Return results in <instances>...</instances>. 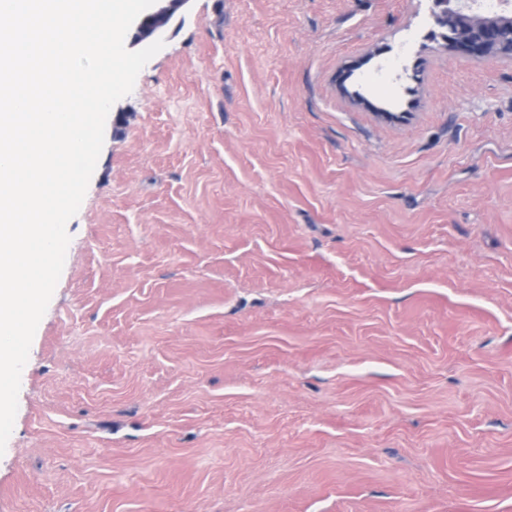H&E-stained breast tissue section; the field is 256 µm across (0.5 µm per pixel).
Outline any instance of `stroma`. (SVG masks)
<instances>
[{"mask_svg":"<svg viewBox=\"0 0 512 512\" xmlns=\"http://www.w3.org/2000/svg\"><path fill=\"white\" fill-rule=\"evenodd\" d=\"M430 0H188L117 101L0 512H512V64Z\"/></svg>","mask_w":512,"mask_h":512,"instance_id":"stroma-1","label":"stroma"}]
</instances>
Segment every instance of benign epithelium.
<instances>
[{"label": "benign epithelium", "instance_id": "7a95c632", "mask_svg": "<svg viewBox=\"0 0 512 512\" xmlns=\"http://www.w3.org/2000/svg\"><path fill=\"white\" fill-rule=\"evenodd\" d=\"M158 8L137 23L135 39L142 40L164 26L187 0H156ZM476 0H432L431 15L446 29L442 34L448 50L477 63L512 62V14L485 16L477 13Z\"/></svg>", "mask_w": 512, "mask_h": 512}]
</instances>
